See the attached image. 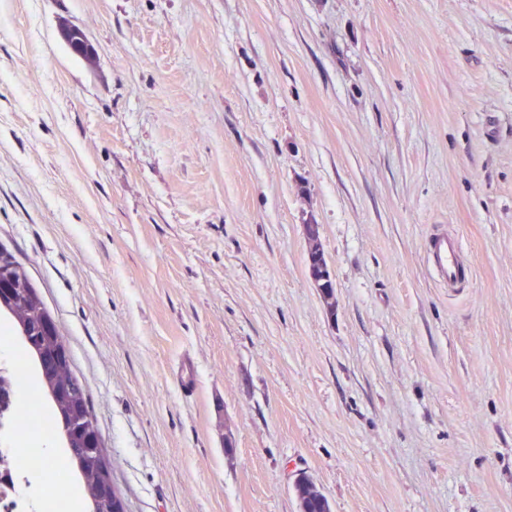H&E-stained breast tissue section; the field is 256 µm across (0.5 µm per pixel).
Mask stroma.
<instances>
[{
	"instance_id": "35a3bbf8",
	"label": "stroma",
	"mask_w": 512,
	"mask_h": 512,
	"mask_svg": "<svg viewBox=\"0 0 512 512\" xmlns=\"http://www.w3.org/2000/svg\"><path fill=\"white\" fill-rule=\"evenodd\" d=\"M0 245L126 512H512V0H0ZM317 226L308 225V247L307 257L310 264V279L316 288H319L323 298L327 303L333 298V286L331 280V271L328 265L322 264L321 259H325L324 251L319 241V234L316 232ZM461 251L460 240L446 229L427 235V262L444 287L457 288L465 278L468 269L461 260ZM296 499L298 501L300 512H330L331 506L328 499L318 489L313 488L307 482H301L296 485L294 490ZM315 496H320L323 503L316 499ZM304 509H310L308 511Z\"/></svg>"
}]
</instances>
